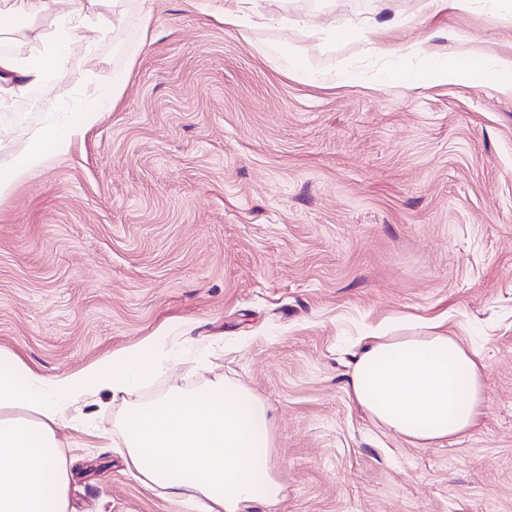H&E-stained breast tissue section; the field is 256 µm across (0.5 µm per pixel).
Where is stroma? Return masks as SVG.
Returning <instances> with one entry per match:
<instances>
[{
  "mask_svg": "<svg viewBox=\"0 0 512 512\" xmlns=\"http://www.w3.org/2000/svg\"><path fill=\"white\" fill-rule=\"evenodd\" d=\"M263 5L311 25L244 37L187 0H129L113 29L73 32L65 87L0 109V169L33 129L99 109L0 199V350L56 378L166 338L177 365L136 401L242 380L273 408L271 512H512V96L381 81L451 53L512 57V0ZM70 8L0 41L28 55ZM334 22L348 36L331 43ZM283 39L325 80L255 50ZM431 323L479 353L485 396L476 428L420 448L374 424L348 379L364 337ZM121 407L84 399L57 432L73 512H200L128 473Z\"/></svg>",
  "mask_w": 512,
  "mask_h": 512,
  "instance_id": "stroma-1",
  "label": "stroma"
}]
</instances>
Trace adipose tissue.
I'll list each match as a JSON object with an SVG mask.
<instances>
[{
	"label": "adipose tissue",
	"mask_w": 512,
	"mask_h": 512,
	"mask_svg": "<svg viewBox=\"0 0 512 512\" xmlns=\"http://www.w3.org/2000/svg\"><path fill=\"white\" fill-rule=\"evenodd\" d=\"M123 15L115 0H73L67 24L101 27ZM62 32L48 34L25 57L0 56V94L16 79L62 81L73 54ZM386 82L410 88L431 81L493 85L512 94V58L459 56L401 68ZM97 120L86 109L65 127H41L27 148L0 171V198ZM164 339L113 352L69 375L48 378L0 351V512H70V475L57 438L66 408L109 393L118 397L168 370ZM483 364L459 337L426 330L370 337L355 355L349 393L378 426L427 447L460 436L478 422L484 402ZM274 415L240 380L219 377L185 390L172 388L128 405L118 418L122 453L132 475L173 502L193 501L202 512H249L275 506L282 485L271 464Z\"/></svg>",
	"instance_id": "ef3b65f1"
}]
</instances>
